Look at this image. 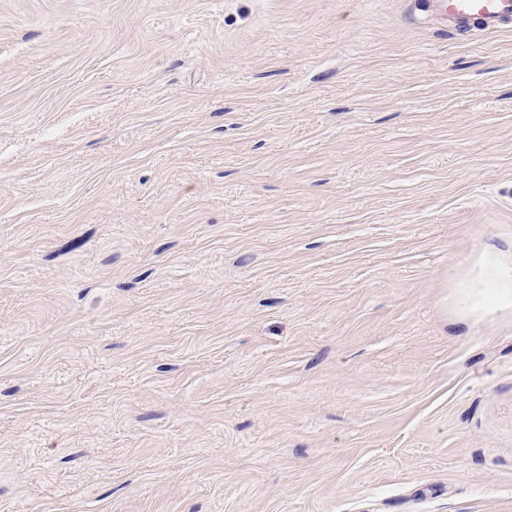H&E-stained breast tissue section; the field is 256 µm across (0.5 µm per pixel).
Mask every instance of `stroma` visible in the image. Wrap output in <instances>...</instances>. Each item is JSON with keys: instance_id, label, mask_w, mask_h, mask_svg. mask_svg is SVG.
<instances>
[{"instance_id": "obj_1", "label": "stroma", "mask_w": 512, "mask_h": 512, "mask_svg": "<svg viewBox=\"0 0 512 512\" xmlns=\"http://www.w3.org/2000/svg\"><path fill=\"white\" fill-rule=\"evenodd\" d=\"M512 22L0 0V512H512ZM512 265L496 268L494 280L477 290L478 305L486 314L512 308Z\"/></svg>"}]
</instances>
